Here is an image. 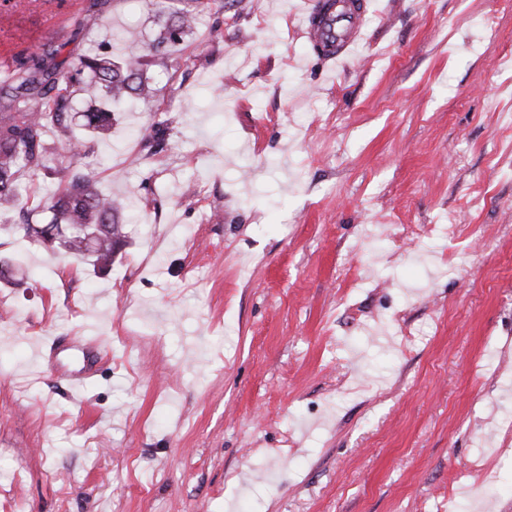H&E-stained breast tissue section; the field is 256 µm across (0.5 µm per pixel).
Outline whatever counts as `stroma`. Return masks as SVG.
<instances>
[{
    "mask_svg": "<svg viewBox=\"0 0 512 512\" xmlns=\"http://www.w3.org/2000/svg\"><path fill=\"white\" fill-rule=\"evenodd\" d=\"M186 2L0 0V71ZM195 8L90 138L111 267L0 217V512H512V0H370L336 64L309 0ZM62 333L109 349L76 393ZM361 9L354 21H349V31L335 53L327 57L329 61H340L347 58L362 42L364 25L369 13V1H361Z\"/></svg>",
    "mask_w": 512,
    "mask_h": 512,
    "instance_id": "obj_1",
    "label": "stroma"
}]
</instances>
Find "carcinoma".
Segmentation results:
<instances>
[{"instance_id": "obj_1", "label": "carcinoma", "mask_w": 512, "mask_h": 512, "mask_svg": "<svg viewBox=\"0 0 512 512\" xmlns=\"http://www.w3.org/2000/svg\"><path fill=\"white\" fill-rule=\"evenodd\" d=\"M194 24L195 16L182 11L154 40L152 51L131 48L119 62L95 54L68 71L46 64L60 48L38 47L29 66L0 77V211L21 214L25 236L52 251L89 260L102 271L112 266V258L126 245L119 222L124 206L97 188L96 173L86 162L91 149L87 141L73 138L68 108L86 103L80 126L93 135L110 129L113 107L122 101L150 103L157 92L150 67L164 63ZM48 128L56 130L61 143L55 153L43 140ZM51 165L61 174V188L47 203L36 204L20 187ZM42 209L49 220L33 221Z\"/></svg>"}]
</instances>
